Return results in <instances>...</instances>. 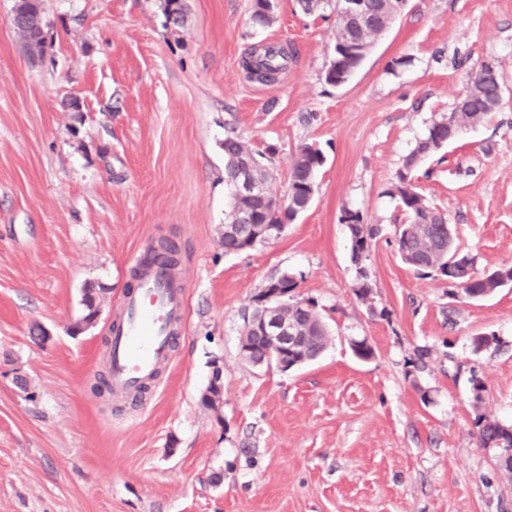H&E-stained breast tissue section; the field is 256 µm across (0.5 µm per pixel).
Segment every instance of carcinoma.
I'll use <instances>...</instances> for the list:
<instances>
[{"label":"carcinoma","mask_w":512,"mask_h":512,"mask_svg":"<svg viewBox=\"0 0 512 512\" xmlns=\"http://www.w3.org/2000/svg\"><path fill=\"white\" fill-rule=\"evenodd\" d=\"M267 0H252L250 19L254 26L265 28L272 24L274 15L265 6ZM403 6L397 0H371V10L376 23L388 19ZM14 14L19 24L15 31L19 35L28 56L43 52L44 22L40 0H16ZM165 14L172 24H184L186 12L184 0H165ZM376 32H360L341 12H336V40L355 41L361 37L372 39ZM290 53L283 48L268 46L264 51L251 52L243 59V68L250 78L266 84L277 81L288 66ZM503 99L501 80L490 77L485 65L477 67L464 94L456 99L448 117L433 123L426 135L420 139L408 155L405 164L396 173L393 194L398 197L399 209L404 221L398 225V251L402 260L416 270H438L448 281L462 290L464 297L491 295L507 282L512 281V267L503 271L477 276L472 271L471 259L459 253L456 246H448V216L433 205H424L425 198L416 190L414 170L427 157L456 139L459 130L467 125L478 124L486 116L497 111ZM249 156L253 159L254 179L260 185L259 193L241 196L237 192L238 169L235 160ZM323 164L320 150L309 144L299 147L288 181V208L272 207L273 196L268 189L271 173L255 159L254 153L236 135L224 138V183L230 189L231 203L228 220L240 217L242 224H289L297 213L306 211L308 192L315 185L319 168ZM342 222L348 224L352 237V259L357 266L360 283L357 295L367 297L371 292L369 275L363 259L369 250L377 228L364 223L358 212H343ZM288 311L296 316L301 326L313 333L319 316L315 307H300L293 304ZM481 444H502L512 449V427L498 421L485 420L480 430Z\"/></svg>","instance_id":"carcinoma-1"}]
</instances>
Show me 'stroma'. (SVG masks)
<instances>
[{"label":"stroma","mask_w":512,"mask_h":512,"mask_svg":"<svg viewBox=\"0 0 512 512\" xmlns=\"http://www.w3.org/2000/svg\"><path fill=\"white\" fill-rule=\"evenodd\" d=\"M275 3L259 28L251 0H186L178 27L163 0H42L33 62L0 0V512H512V473L479 442L481 418L512 425V284L470 300L404 264L391 194L472 65L494 62L502 106L416 184L476 273L512 267V0H406L341 86L324 79L332 7ZM258 44L295 54L276 83L242 67ZM232 131L273 196L300 144L324 163L278 238L228 254ZM347 210L378 229L364 299ZM162 239L181 251L186 324L143 399L99 393L134 262ZM284 273L331 333L288 372L239 354L255 296ZM88 291L99 314L80 331ZM478 335L496 341L477 353ZM216 363L218 415L200 403Z\"/></svg>","instance_id":"stroma-1"}]
</instances>
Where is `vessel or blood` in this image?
<instances>
[{
  "mask_svg": "<svg viewBox=\"0 0 512 512\" xmlns=\"http://www.w3.org/2000/svg\"><path fill=\"white\" fill-rule=\"evenodd\" d=\"M186 287L163 266L143 271L112 323L106 356L111 390L137 395L171 358L174 325L184 319Z\"/></svg>",
  "mask_w": 512,
  "mask_h": 512,
  "instance_id": "vessel-or-blood-1",
  "label": "vessel or blood"
}]
</instances>
